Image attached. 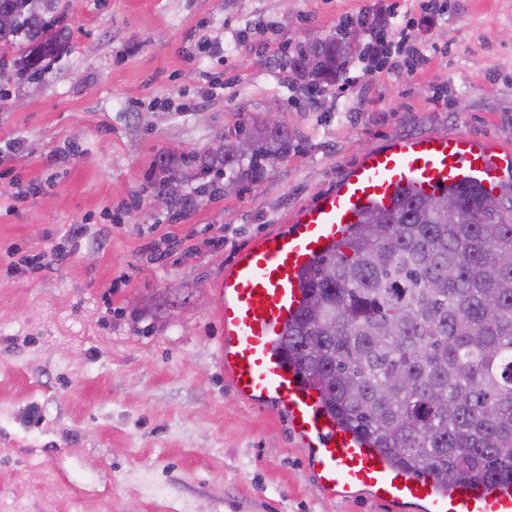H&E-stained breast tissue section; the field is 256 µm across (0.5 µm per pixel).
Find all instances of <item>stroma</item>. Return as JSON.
<instances>
[{
	"mask_svg": "<svg viewBox=\"0 0 512 512\" xmlns=\"http://www.w3.org/2000/svg\"><path fill=\"white\" fill-rule=\"evenodd\" d=\"M419 3L58 0L66 51L0 77V512H423L323 491L287 416L241 398L218 356L225 266L367 152L432 132L512 151V0L433 20ZM392 4L410 25L383 61L354 52L348 82L311 98L281 65ZM273 103L288 154L203 189L183 158ZM162 191L193 204L154 208Z\"/></svg>",
	"mask_w": 512,
	"mask_h": 512,
	"instance_id": "stroma-1",
	"label": "stroma"
}]
</instances>
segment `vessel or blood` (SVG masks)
Returning <instances> with one entry per match:
<instances>
[{
	"label": "vessel or blood",
	"mask_w": 512,
	"mask_h": 512,
	"mask_svg": "<svg viewBox=\"0 0 512 512\" xmlns=\"http://www.w3.org/2000/svg\"><path fill=\"white\" fill-rule=\"evenodd\" d=\"M511 164L512 155L495 156L463 134H427L370 151L288 229L257 240L225 267L219 283L225 376L241 397L287 410L326 491L360 489L387 504L425 503L428 512H512V487L462 485L445 492L430 476L392 469L324 414L316 390L304 386L278 352L302 301L301 272L346 236L366 206H390L407 186L433 194L469 177L491 189Z\"/></svg>",
	"instance_id": "vessel-or-blood-1"
}]
</instances>
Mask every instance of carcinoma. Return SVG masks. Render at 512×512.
I'll return each instance as SVG.
<instances>
[{
    "label": "carcinoma",
    "mask_w": 512,
    "mask_h": 512,
    "mask_svg": "<svg viewBox=\"0 0 512 512\" xmlns=\"http://www.w3.org/2000/svg\"><path fill=\"white\" fill-rule=\"evenodd\" d=\"M54 2L0 0V46L17 50L0 64L19 80L37 79L68 46ZM348 53L336 37L297 46L286 63L297 71L315 56L313 85L332 84ZM243 131L251 154L226 141L224 152L184 165H220L232 180L260 181L268 154L288 152L291 133ZM498 187V206L477 179L437 193L459 210L457 224L424 209L425 195L410 187L392 206L363 211L302 273L303 300L279 346L337 424L392 466L428 473L447 489L512 485V175Z\"/></svg>",
    "instance_id": "cac0c4a2"
}]
</instances>
